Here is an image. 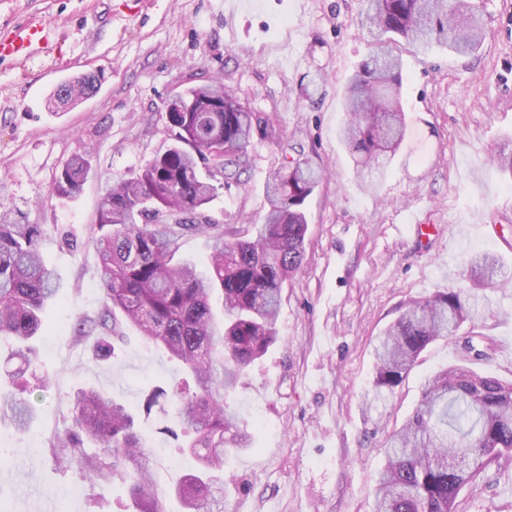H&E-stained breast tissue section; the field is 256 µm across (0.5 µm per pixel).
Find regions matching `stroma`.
I'll list each match as a JSON object with an SVG mask.
<instances>
[{
    "instance_id": "35a3bbf8",
    "label": "stroma",
    "mask_w": 512,
    "mask_h": 512,
    "mask_svg": "<svg viewBox=\"0 0 512 512\" xmlns=\"http://www.w3.org/2000/svg\"><path fill=\"white\" fill-rule=\"evenodd\" d=\"M483 6L488 33L475 55L399 45L407 135L367 189L337 138L345 84L370 51L360 0H0V36L32 14L60 28L56 61L0 63V213L42 226L40 251L61 284L31 342L35 364L20 371L14 344L0 341V385L35 408L27 431L0 423L8 512H133L127 484L88 480L50 451L75 393L89 388L146 416L156 489L180 512L172 491L194 461L163 434L161 410L147 416L142 404L155 385L179 382L182 366L128 327L97 359L95 336L74 328L103 310L91 228L106 185L167 149L169 101L214 78L271 115L276 136L254 139L248 170L207 205L211 222L262 223L268 176L297 153L323 172L305 203V255L283 288L278 340L226 398L250 446L225 461L224 512H372L388 436L427 379L462 359L447 341L430 344L368 413L376 337L408 302L465 287L473 253L512 265V175L494 162L512 149V0ZM98 70L97 94L56 103L61 80ZM82 153L91 169L81 191L56 197V174ZM462 330L491 339L476 370L512 380V280L480 291L479 317ZM457 512H512V462L463 489Z\"/></svg>"
}]
</instances>
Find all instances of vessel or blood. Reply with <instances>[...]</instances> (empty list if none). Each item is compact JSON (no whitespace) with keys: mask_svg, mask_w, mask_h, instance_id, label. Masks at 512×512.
<instances>
[{"mask_svg":"<svg viewBox=\"0 0 512 512\" xmlns=\"http://www.w3.org/2000/svg\"><path fill=\"white\" fill-rule=\"evenodd\" d=\"M55 54V30L44 17L29 16L7 35L0 37V60L22 66L36 55L51 57Z\"/></svg>","mask_w":512,"mask_h":512,"instance_id":"obj_1","label":"vessel or blood"}]
</instances>
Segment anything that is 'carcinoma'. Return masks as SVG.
Returning a JSON list of instances; mask_svg holds the SVG:
<instances>
[{"label":"carcinoma","instance_id":"carcinoma-1","mask_svg":"<svg viewBox=\"0 0 512 512\" xmlns=\"http://www.w3.org/2000/svg\"><path fill=\"white\" fill-rule=\"evenodd\" d=\"M360 15L372 52L346 84L339 137L364 180L382 175L379 158L395 154L406 134L403 62L391 44L403 39L417 51L438 45L468 55L481 44L484 18L475 0H362ZM100 83L99 74L87 73L59 85L56 97L73 100L76 86L79 96H88ZM177 99L168 113L171 148L144 169L113 180L101 200L92 233L105 296L102 326L117 334V322L109 319L118 310L147 343L183 365L186 377L155 387L146 412L163 400L173 422L193 433L181 451L196 466L174 489L183 512H224L225 456L249 445L226 395L276 341L282 289L303 261L304 205L321 174L299 155L268 178L269 210L263 223L253 225L252 236L241 235L234 224L215 232L210 220L193 214L211 202L219 183L237 180L250 165L254 136H273V126L219 80ZM89 167L85 156H74L56 175L55 193L75 197ZM187 232L213 234L206 275L174 261ZM41 235L37 224L0 219V340H11L28 365L29 341L44 326L58 291L40 252ZM497 277L512 278V267L476 252L464 271L469 288L438 291L405 308L374 345L365 410L385 403L430 343L455 339L476 315V290ZM33 415L26 401L0 394V423L23 432ZM71 421L52 448L63 466L92 480L129 477L135 512H165L133 414L103 392L82 389L74 395ZM87 441L96 453L86 451ZM508 457L512 382L466 366L447 367L428 380L413 414L386 442L373 512H457L460 491Z\"/></svg>","mask_w":512,"mask_h":512}]
</instances>
